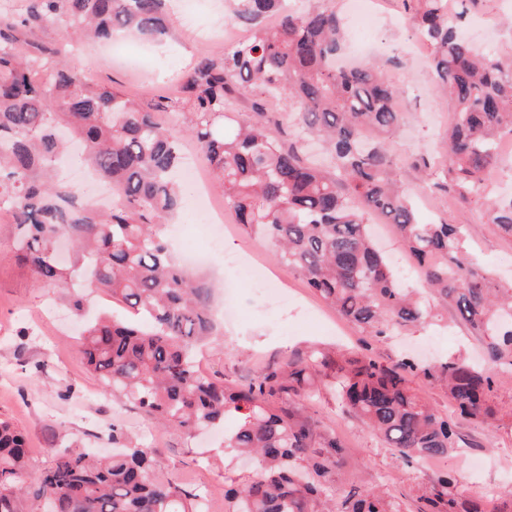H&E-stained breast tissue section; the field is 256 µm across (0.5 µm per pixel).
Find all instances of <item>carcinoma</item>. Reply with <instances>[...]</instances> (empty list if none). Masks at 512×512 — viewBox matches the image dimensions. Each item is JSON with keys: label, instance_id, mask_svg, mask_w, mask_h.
Segmentation results:
<instances>
[{"label": "carcinoma", "instance_id": "cac0c4a2", "mask_svg": "<svg viewBox=\"0 0 512 512\" xmlns=\"http://www.w3.org/2000/svg\"><path fill=\"white\" fill-rule=\"evenodd\" d=\"M232 2L227 21L249 26L250 35L219 55L201 56L184 78L183 96L156 108L189 115L187 131L237 223L270 241L278 262L377 338L438 320L436 305L403 287L372 241L370 216L393 225L426 291L485 345L480 365L450 357L423 373L446 386L459 417L497 420L496 377L512 370V284H496L472 262L463 225L421 220L396 185L390 144L403 112L379 60L336 67L344 28L332 8L297 13L284 0ZM403 2L414 11L453 112L442 159L420 155L413 166L460 203L482 199L485 173L499 162L494 143L512 136V59L479 53L448 0ZM59 27L80 42L132 29L161 44L170 16L167 0H24L20 11L0 13V207L13 210L17 256L38 283L70 288L81 276L128 312L101 315L82 329L88 368L105 388L188 436L219 424L231 409L239 413L224 447L254 459L256 472L231 480L224 512H405L400 501L379 494L338 496L345 449L307 408L325 385L322 368L332 364L337 400L384 447L404 460L443 458L459 447L458 437L450 418L410 387L417 365L343 355L332 362L312 350L231 387L202 374L196 349L215 330L212 286L173 259L167 238L179 207L172 180L178 137L156 113L93 82L84 69L59 64L61 49L37 41ZM246 86L261 94L251 104L255 119L226 133L224 118ZM271 97L294 111L286 142L272 132L280 123L266 107ZM305 135L333 155V169L308 161ZM73 141L112 183V208L85 201L59 178L58 162ZM486 216L512 237V197L488 200ZM63 238L78 256L71 265L56 259ZM284 394L295 400L273 406ZM155 454L143 443L110 456L57 448L34 471L25 436L0 419V512H22L24 501L28 512H205L201 489L153 477ZM420 500V512H488L446 469Z\"/></svg>", "mask_w": 512, "mask_h": 512}]
</instances>
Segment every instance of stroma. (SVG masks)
I'll return each mask as SVG.
<instances>
[{
    "label": "stroma",
    "mask_w": 512,
    "mask_h": 512,
    "mask_svg": "<svg viewBox=\"0 0 512 512\" xmlns=\"http://www.w3.org/2000/svg\"><path fill=\"white\" fill-rule=\"evenodd\" d=\"M452 12L481 53L512 56V0H451ZM229 0H174L173 23L166 48L151 58L137 54L138 37H131L122 57L99 45H67L63 29L41 34L49 45H67L70 65L87 70L99 81L142 103L173 95L176 84L191 70L201 51L199 39H211V52L223 50L220 35L229 14ZM389 17L381 42L370 56L395 58L399 67L388 69L400 90L405 123L392 149L399 164L395 178L412 198L423 197V220L464 224L476 261L494 278H512V238L489 224L484 203L455 204L434 193L423 174L413 167L420 154L442 157L451 120L446 97L434 88L427 57L417 50L419 37L403 0H381ZM174 226L194 253L193 270L211 280L214 303H221L223 284L237 279L236 315L219 323V333L201 347L198 360L207 375L234 384L260 375L313 346L343 350L382 365L408 354L428 365L454 354L477 359L483 352L479 337L454 313L444 314L443 326L397 336L366 335L336 308L307 287L301 274L272 258V245L224 214L223 255L204 250L205 229L190 184L182 186V203ZM18 227L0 217V418L14 423L27 436L34 468L43 467L51 449L70 445L93 453L113 448L108 437L112 423L121 424L127 440L144 442L154 430L155 475L164 481L198 485L213 496L214 512H224V479L246 469L224 450V436L237 418L227 414L223 428L190 437L174 428L154 424L133 404L113 399L102 382L83 363L76 332L78 318L70 305L71 293L38 286L29 270L13 254ZM252 252L266 265L279 287L269 295L260 282L244 278L242 269L225 266L224 254ZM493 402L503 417L486 426L459 421L462 444L438 461L403 462L384 448L379 438L359 419L348 414L325 388L310 411L322 425L335 430L345 446L346 467L340 486L362 493L382 491L400 497L407 512H418L422 489L443 468L459 475L466 493L490 499L496 512H512V372L500 371Z\"/></svg>",
    "instance_id": "stroma-1"
}]
</instances>
